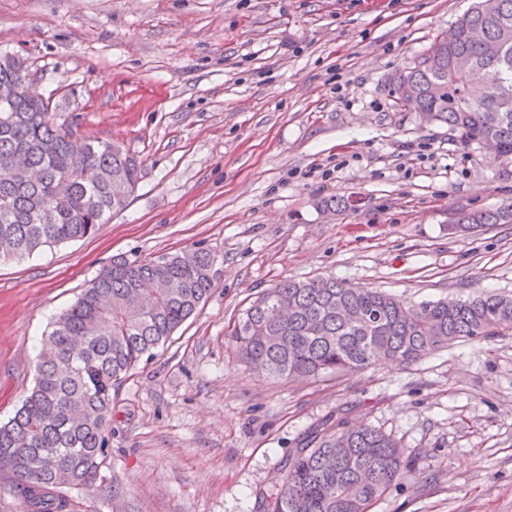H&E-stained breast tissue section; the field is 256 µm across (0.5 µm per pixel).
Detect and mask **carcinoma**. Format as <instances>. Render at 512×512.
Here are the masks:
<instances>
[{"instance_id":"carcinoma-1","label":"carcinoma","mask_w":512,"mask_h":512,"mask_svg":"<svg viewBox=\"0 0 512 512\" xmlns=\"http://www.w3.org/2000/svg\"><path fill=\"white\" fill-rule=\"evenodd\" d=\"M453 30L399 75L397 103L421 122L443 124L466 145L487 141L512 162V0H476ZM488 75L484 83L472 72ZM24 61L0 58V84L20 94L0 104V260L31 257L82 240L127 208L140 162L117 142L71 140L56 107L31 96ZM512 223V204L457 213L475 231ZM216 255L206 249L149 260L112 259L51 324L53 352L39 358L35 384L0 423V472L22 485L36 512H63L48 494L95 491L112 437V390L165 344L209 297ZM512 332V295L411 308L400 298L334 279L282 280L255 297L228 339L253 371L284 382L359 372L390 361L413 364L460 339ZM408 465L401 441L347 412L313 429L285 464L262 512H371Z\"/></svg>"}]
</instances>
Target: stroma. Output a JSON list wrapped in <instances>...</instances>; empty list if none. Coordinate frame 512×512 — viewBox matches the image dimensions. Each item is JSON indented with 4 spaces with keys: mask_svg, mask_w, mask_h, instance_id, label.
Segmentation results:
<instances>
[{
    "mask_svg": "<svg viewBox=\"0 0 512 512\" xmlns=\"http://www.w3.org/2000/svg\"><path fill=\"white\" fill-rule=\"evenodd\" d=\"M473 0H0V54L83 138L141 175L85 240L0 263V421L35 383L55 314L113 256L214 252L212 293L112 398L105 480L65 512H260L288 456L337 408L401 440L372 512H512V334L411 365L284 383L232 353L249 299L333 278L409 304L512 293V163L399 107L393 84ZM336 197V210L323 206ZM509 223H512V204H508L493 211L458 212L455 227L460 229V231L471 232L489 224Z\"/></svg>",
    "mask_w": 512,
    "mask_h": 512,
    "instance_id": "1",
    "label": "stroma"
}]
</instances>
